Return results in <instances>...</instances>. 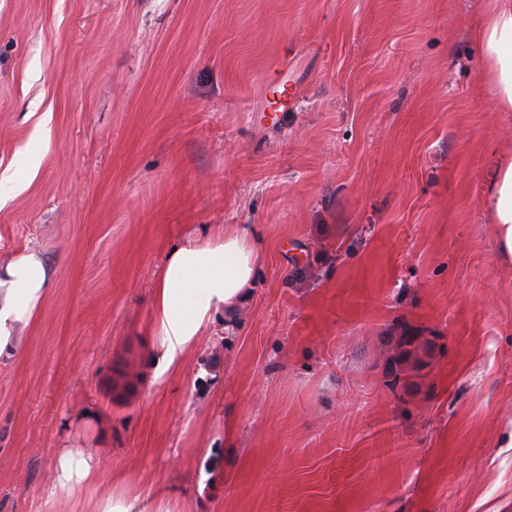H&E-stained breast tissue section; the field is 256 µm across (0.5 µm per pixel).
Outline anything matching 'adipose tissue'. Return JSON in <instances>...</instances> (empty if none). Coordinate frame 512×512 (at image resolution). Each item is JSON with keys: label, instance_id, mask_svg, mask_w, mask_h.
<instances>
[{"label": "adipose tissue", "instance_id": "ef3b65f1", "mask_svg": "<svg viewBox=\"0 0 512 512\" xmlns=\"http://www.w3.org/2000/svg\"><path fill=\"white\" fill-rule=\"evenodd\" d=\"M503 111L512 112V0H494L474 34ZM482 205L495 226V253L512 264V153L493 165ZM261 253L251 230L228 224L205 243L174 249L154 285L152 333L161 370L178 367L204 336L216 314L234 325L260 270ZM49 274L35 250L0 264V358L13 355L19 331L28 326L47 295ZM105 463L92 448H66L59 455L53 488L93 485Z\"/></svg>", "mask_w": 512, "mask_h": 512}]
</instances>
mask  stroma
Wrapping results in <instances>:
<instances>
[{"label": "stroma", "mask_w": 512, "mask_h": 512, "mask_svg": "<svg viewBox=\"0 0 512 512\" xmlns=\"http://www.w3.org/2000/svg\"><path fill=\"white\" fill-rule=\"evenodd\" d=\"M489 4L0 0V261L51 272L0 360V512H512ZM220 224L253 295L156 377L155 278ZM65 448L112 474L46 499ZM139 499L140 497L138 496L132 498L108 497L96 501L91 510L80 512H147V510L138 503Z\"/></svg>", "instance_id": "stroma-1"}]
</instances>
